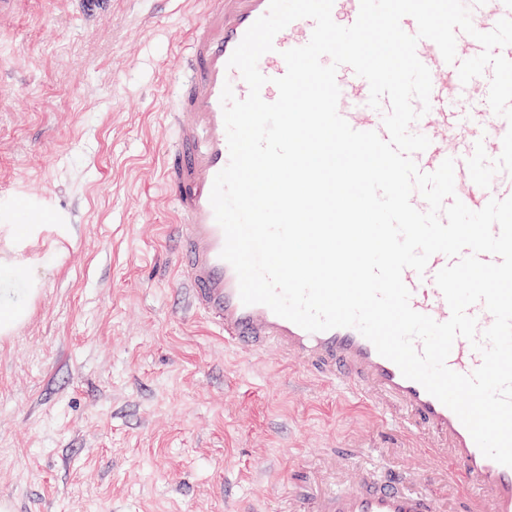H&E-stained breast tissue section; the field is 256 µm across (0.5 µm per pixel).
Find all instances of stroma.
<instances>
[{
  "instance_id": "obj_1",
  "label": "stroma",
  "mask_w": 512,
  "mask_h": 512,
  "mask_svg": "<svg viewBox=\"0 0 512 512\" xmlns=\"http://www.w3.org/2000/svg\"><path fill=\"white\" fill-rule=\"evenodd\" d=\"M201 0H19L0 18V262L34 288L0 337L7 512H283L291 470L366 444L379 413L187 311L158 161ZM38 194L27 238L12 226Z\"/></svg>"
}]
</instances>
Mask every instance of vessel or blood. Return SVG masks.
Instances as JSON below:
<instances>
[{"instance_id":"obj_1","label":"vessel or blood","mask_w":512,"mask_h":512,"mask_svg":"<svg viewBox=\"0 0 512 512\" xmlns=\"http://www.w3.org/2000/svg\"><path fill=\"white\" fill-rule=\"evenodd\" d=\"M464 2L478 31H491L500 19L512 18V0ZM268 6L269 0H205L202 16L191 29L184 70L175 82V105L166 114L173 136L161 159L160 176L174 222L175 269L188 292V309L222 330L225 344L233 348L260 353L272 347L314 370L384 412L412 442L410 464L402 470H379L341 449L325 456L319 472L306 466L293 470L288 512H512V467L485 457L455 413L421 384L405 378L358 330L310 333L267 306H247L240 300L237 274L220 257L225 236L210 194L216 175L229 162L223 86L231 84L239 100L249 94L228 60ZM359 7L360 0H334L332 18L352 25ZM314 26L308 18L293 21L275 36L273 51L259 59L258 69L269 79L261 89L265 102L278 98L273 80L286 72L282 51L306 45ZM416 54L432 80L430 109L412 125L430 140L427 149L412 155L418 169L430 173L453 159L455 195L474 211L490 200L512 197V174H496L483 189L471 180L467 167L479 142L489 158H497L512 126L495 113L480 120L467 111L473 86L461 83L457 65L446 63L433 41L419 40ZM336 81L339 114L354 130L387 138L383 116L390 110L389 100L370 107L369 84L351 66H340ZM449 263L448 256L437 253L424 273L410 268L402 273L412 309L438 322L451 315L435 283L437 272ZM481 363V354L467 339L454 341L447 359L451 370L468 375ZM443 481L452 488L447 500L436 490Z\"/></svg>"}]
</instances>
